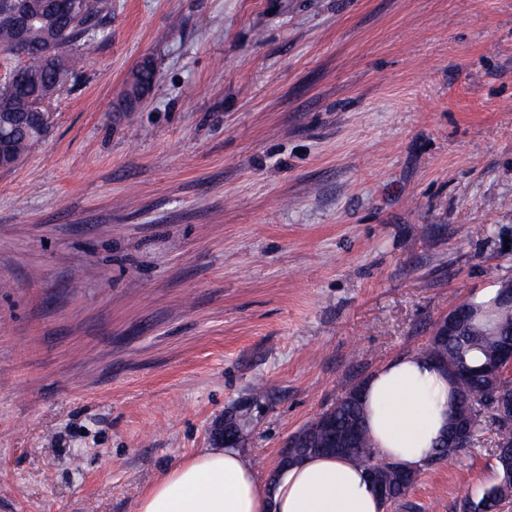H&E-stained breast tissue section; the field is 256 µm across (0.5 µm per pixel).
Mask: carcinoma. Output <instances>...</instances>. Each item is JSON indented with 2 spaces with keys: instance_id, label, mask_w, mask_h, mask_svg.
Here are the masks:
<instances>
[{
  "instance_id": "obj_1",
  "label": "carcinoma",
  "mask_w": 512,
  "mask_h": 512,
  "mask_svg": "<svg viewBox=\"0 0 512 512\" xmlns=\"http://www.w3.org/2000/svg\"><path fill=\"white\" fill-rule=\"evenodd\" d=\"M110 13L109 0H77L76 10L71 18L60 22L54 17L43 19L31 29L27 54L19 56L17 69L23 73L28 88L19 90L14 86H0V113L27 112L34 101L48 103L66 85L69 78L81 68L83 54L78 46L90 39L100 27L103 19ZM58 44L56 64L48 63V58L41 52V47L48 43ZM40 139L38 134L18 136L13 140L12 152L19 160L25 152ZM463 305L470 306L480 313V319L474 322L473 330L478 338H465L454 345H439L429 341L419 354L438 367L448 368L458 360L465 361L475 375L460 386L459 395L452 396L448 401V413H453L458 400H468L474 405V424L476 431L484 429V418L488 414L492 392L499 388L494 377L483 373L488 347L509 340L507 336H494L495 327L501 325L508 316L501 309L498 297L492 296L481 302L469 298ZM358 384H348L340 397L321 416H328L334 425L343 429L350 424L358 425L359 445L348 453V457L367 472H373L377 480L389 486L392 491V502L397 503L405 498L417 480V474L406 470L393 462H382L373 452L371 435L364 426L363 401L351 398ZM320 416L313 418L300 430L301 451L311 456L322 453L318 445ZM495 463L498 471L496 483L484 488L478 496L469 498L463 503V512H497L512 503V447L495 449Z\"/></svg>"
}]
</instances>
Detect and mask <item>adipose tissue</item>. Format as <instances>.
Instances as JSON below:
<instances>
[{
    "label": "adipose tissue",
    "instance_id": "adipose-tissue-1",
    "mask_svg": "<svg viewBox=\"0 0 512 512\" xmlns=\"http://www.w3.org/2000/svg\"><path fill=\"white\" fill-rule=\"evenodd\" d=\"M446 372L414 353L378 368L364 385L374 452L414 472L430 461L448 419ZM136 512H382L365 471L315 455L260 478L240 449L205 448L181 460L138 498Z\"/></svg>",
    "mask_w": 512,
    "mask_h": 512
}]
</instances>
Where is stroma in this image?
<instances>
[{"label": "stroma", "instance_id": "35a3bbf8", "mask_svg": "<svg viewBox=\"0 0 512 512\" xmlns=\"http://www.w3.org/2000/svg\"><path fill=\"white\" fill-rule=\"evenodd\" d=\"M81 50L0 169V512H135L230 421L269 476L512 279V0H111ZM493 439L388 512H461ZM41 137L35 132L32 136H18L13 140L11 149L10 135L0 131V168H8L14 164L13 158L19 161L25 152ZM14 156H13V154ZM467 314V309L461 305L448 310V313L439 318L432 331L431 339L445 342L458 336V322Z\"/></svg>", "mask_w": 512, "mask_h": 512}]
</instances>
